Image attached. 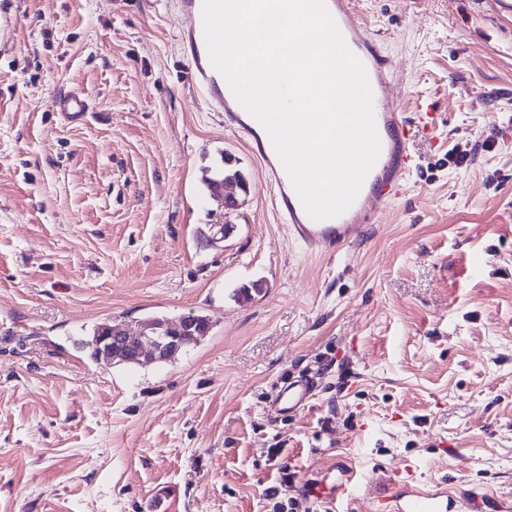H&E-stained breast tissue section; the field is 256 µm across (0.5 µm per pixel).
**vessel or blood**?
Masks as SVG:
<instances>
[{
    "instance_id": "1",
    "label": "vessel or blood",
    "mask_w": 512,
    "mask_h": 512,
    "mask_svg": "<svg viewBox=\"0 0 512 512\" xmlns=\"http://www.w3.org/2000/svg\"><path fill=\"white\" fill-rule=\"evenodd\" d=\"M326 5L349 49L365 65L373 90V111L381 140L380 156L366 176L352 206L341 216L315 221L305 213L270 139L259 136L255 120L237 103L225 79L211 66L203 37L202 0H179V7L192 23L182 33L188 63L197 94L224 114V125L234 133L254 141L276 189L275 205L292 239L309 254L338 255L363 232L379 209L389 206L400 195L402 182L415 167L412 144L426 137L431 118H406L398 100L389 92L393 60L381 51L352 0H326ZM57 110L78 120L90 110L89 100L77 92L61 94ZM313 390L308 379L287 380L276 392L272 405L277 412L294 411L304 405ZM381 512H512V501L496 498L487 490L424 493L407 482L396 483L389 495L380 497Z\"/></svg>"
}]
</instances>
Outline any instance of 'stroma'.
Segmentation results:
<instances>
[{"instance_id":"stroma-1","label":"stroma","mask_w":512,"mask_h":512,"mask_svg":"<svg viewBox=\"0 0 512 512\" xmlns=\"http://www.w3.org/2000/svg\"><path fill=\"white\" fill-rule=\"evenodd\" d=\"M355 2L406 116L438 127L378 223L316 258L193 91L177 0H0V512H274L277 485L374 512L399 476L512 499V25L492 0ZM225 157L249 183L229 213L203 182ZM222 212L234 232L201 247ZM197 314L209 335L165 363L76 346ZM90 102L78 92H67L57 98V111L71 120H79L90 112ZM313 390V382L309 379L286 380L272 400V407L281 413L294 411L304 405Z\"/></svg>"}]
</instances>
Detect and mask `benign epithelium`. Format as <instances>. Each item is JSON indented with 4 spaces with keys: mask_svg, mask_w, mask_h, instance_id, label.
I'll use <instances>...</instances> for the list:
<instances>
[{
    "mask_svg": "<svg viewBox=\"0 0 512 512\" xmlns=\"http://www.w3.org/2000/svg\"><path fill=\"white\" fill-rule=\"evenodd\" d=\"M212 195L224 198V213L210 225V233L202 235L200 243L211 247L229 237L234 225L224 223V215L236 210L239 201L234 196L224 194V183L212 185ZM203 326L193 315H184L167 322H143L135 333H130L122 325H110L100 340L103 350L116 357H132L138 362L152 361L162 363L170 356L185 349L184 338L199 336Z\"/></svg>",
    "mask_w": 512,
    "mask_h": 512,
    "instance_id": "1",
    "label": "benign epithelium"
}]
</instances>
